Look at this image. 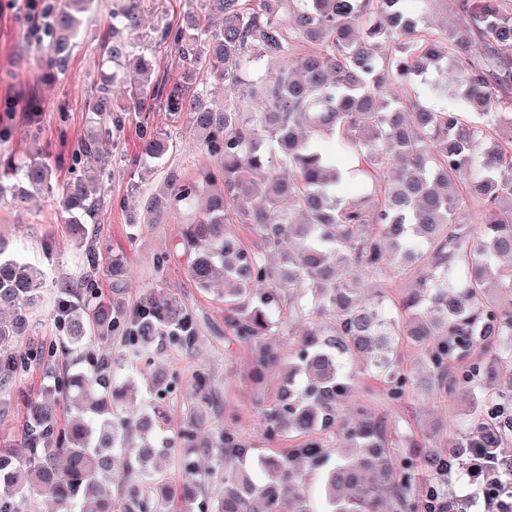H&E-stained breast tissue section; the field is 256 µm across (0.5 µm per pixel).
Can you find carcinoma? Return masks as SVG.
I'll list each match as a JSON object with an SVG mask.
<instances>
[{"label": "carcinoma", "mask_w": 512, "mask_h": 512, "mask_svg": "<svg viewBox=\"0 0 512 512\" xmlns=\"http://www.w3.org/2000/svg\"><path fill=\"white\" fill-rule=\"evenodd\" d=\"M92 0H63L49 26L53 60L60 65L80 15ZM222 15L217 29L193 16L163 39L178 53L184 72L158 83L153 54L112 37L107 55L121 68L133 111L160 105L187 112L202 131L215 165L186 187L168 174L169 193L153 197L155 209L181 205L192 219L182 227L191 255L188 272L197 287L224 281V322L248 352L257 384L283 366L272 336H291L280 314L305 324L296 354L263 411L267 434L326 431L287 449L259 485L238 467L248 448L239 434L219 429L215 463L205 478L224 483L214 512H279L283 488L290 512H308L300 481L305 463L334 450L328 470V512H419L416 469L435 479L477 457L499 465L512 436V11L503 0H459L462 20L437 33L421 27L424 9L404 0H209ZM143 0H124L117 24L133 31ZM311 48L290 54L292 41ZM264 60L280 62L272 74L251 80L253 112L216 109L204 100L193 75L238 85ZM112 80L89 102L98 133L112 131ZM461 101L433 110L420 97L391 95L392 87ZM325 141L333 143L330 151ZM166 137L148 134L142 153L163 168ZM350 157L341 168L336 156ZM96 156V137L82 142L72 161ZM51 164L37 151L17 160L0 156V196L21 198L50 188ZM103 167L62 188V208L78 241L100 205ZM354 177L380 186L356 199L341 190ZM480 207L474 222L471 209ZM250 224L256 245L245 246L234 225ZM278 255L272 264L268 254ZM75 286L88 303L63 316L66 336L37 355L0 348V388L34 357L46 361L57 382L30 403L18 448H0V512H23L24 491L37 489L67 512L75 499L82 512H180L202 495L194 469L177 488L159 474L156 458L196 447L199 417L208 403V376L194 380L192 406L175 438H162L152 413L131 415L138 390L133 379L112 377V332L126 320L125 336L143 351L158 337L187 349L196 342L193 317L176 301L144 294L124 314L111 297L97 296V257ZM41 271L5 253L0 245V306L35 301ZM404 286L398 306L390 292ZM494 352L470 363L477 343ZM411 346L420 374L403 369L400 348ZM86 352L90 371H60L56 360ZM382 385L383 399L411 393L451 395L462 390L470 406L460 416L455 447L426 444L362 405L352 415L340 406L356 389L351 370ZM412 454L402 459L395 449ZM124 457L117 496L115 453Z\"/></svg>", "instance_id": "1"}]
</instances>
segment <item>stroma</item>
Listing matches in <instances>:
<instances>
[{
	"instance_id": "stroma-1",
	"label": "stroma",
	"mask_w": 512,
	"mask_h": 512,
	"mask_svg": "<svg viewBox=\"0 0 512 512\" xmlns=\"http://www.w3.org/2000/svg\"><path fill=\"white\" fill-rule=\"evenodd\" d=\"M55 3L40 0L38 10L32 12L26 0H0V155L22 158L37 148L56 168L51 189L31 201L17 203L8 195L0 198V239L7 243L9 253L44 272L39 291L42 302L27 310L23 335L10 342L20 351L63 336L57 301L62 288L79 282L87 270L86 251L77 246L65 222L60 188L79 174L71 165L73 150L96 132L88 103L103 75L114 70L104 46L112 37V15L122 6V0H97L66 61L51 67L46 63L48 40L43 29ZM189 14L211 25L216 22L208 0H145L140 25L131 40L134 45L153 49L157 78L177 76L182 71L177 53L162 43L160 36ZM119 118L120 127L99 144L98 157L107 177L98 191L101 205L87 227L99 260L96 286L99 293L118 298L129 308L150 291L176 299L194 314L199 336L189 350L160 340L149 367L126 357L121 338H113L112 370L119 378H134L142 401L148 404L153 401L155 371L176 378L177 386L163 405V433L167 436L182 422L196 374L207 373L210 404L203 418L202 438H209L221 427L238 431L250 448L243 468L256 482H264V459L283 447L282 442L267 437L260 419L262 408L275 399L277 382L269 380L262 388L250 382L247 352L224 322L223 286L204 290L190 278V259L180 244L189 212L182 208L162 213L148 209L149 197L165 190L168 173L190 183L201 169L212 166L213 159L202 147L189 114L159 108L151 112L124 109ZM145 132L167 135L170 141L165 169L146 178L138 164ZM160 254L167 255L168 260L159 269L154 260ZM116 256L122 257L124 264L119 278L111 274V260ZM50 383L44 368L33 361L0 391V446H17L30 398ZM466 406V397L457 392L441 401L409 396L401 403L383 406L382 412L390 422L421 439L434 427L452 426Z\"/></svg>"
}]
</instances>
